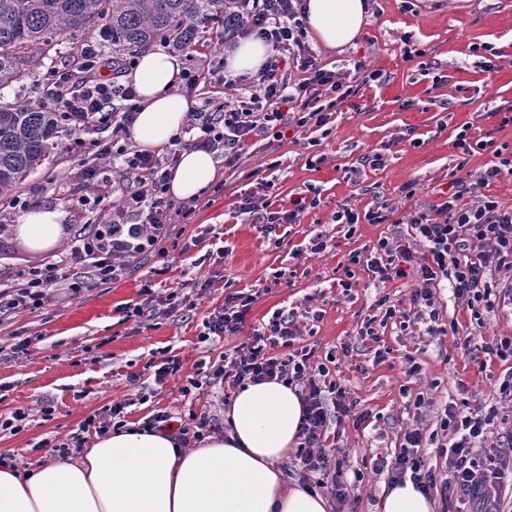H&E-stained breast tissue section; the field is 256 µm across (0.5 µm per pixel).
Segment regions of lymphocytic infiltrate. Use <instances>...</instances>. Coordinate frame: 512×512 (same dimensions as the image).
<instances>
[{
    "instance_id": "obj_1",
    "label": "lymphocytic infiltrate",
    "mask_w": 512,
    "mask_h": 512,
    "mask_svg": "<svg viewBox=\"0 0 512 512\" xmlns=\"http://www.w3.org/2000/svg\"><path fill=\"white\" fill-rule=\"evenodd\" d=\"M304 0H224V20L216 34L224 47L255 38L269 49L260 72L250 78L232 75L224 59L202 44L194 66L183 69L185 92L219 85L222 95L203 98L188 114L182 133L169 145L143 150L133 144L129 128L139 108L133 83L109 84L99 74L97 52L86 55L80 83L53 72L47 79L41 107L61 113L66 126L80 130L78 138L61 144L63 155H78L69 182L87 191L85 202L98 221L84 224L71 240L66 255L21 272L16 283L0 291V307L40 308L54 290L67 289L77 297L84 289L120 280L133 262L155 251L169 238L173 214L189 215L190 207L169 201L168 170L176 165L182 147L206 148L225 168H237L243 154L257 142L280 137L285 128L331 124L346 100L359 88L349 72L326 69L313 51L305 25ZM254 190L240 198L239 212L251 214L261 233L296 224L309 203L293 200L291 208H273L268 196L274 183L262 170L249 172ZM465 184H458L433 213L409 216L406 234L379 238L376 244L352 251L339 285L351 290L356 267L384 283L412 277L410 308L403 311L379 299L382 321L401 320L403 326L425 324L430 336L455 335L456 347L467 364L485 371L488 356L512 361V336H496L478 343L475 329L485 327L496 305L512 301V280H495V273L512 270V208L488 197L465 201ZM449 284L454 299L470 313L469 330L440 318L438 290ZM254 294L230 290L224 302L203 322L201 340L247 334L248 339L223 354L205 380L190 379L182 394L203 385L223 383L237 390L246 384L278 380L299 387L303 405L296 458L302 478L316 487L330 485L339 504L349 493L342 469H331L329 444L332 424L352 420L361 425L366 413L357 409L342 382L327 364H313V349L301 346L303 330L294 311H273L267 323L246 327ZM211 423L207 415L189 414L174 421L160 410L146 419L144 429L168 432L178 445L201 438ZM499 412L470 399L445 404L439 430L445 445L439 453L448 461L447 476H438L425 457L428 441L417 425H410L398 452L374 460L375 473L389 483L412 481L424 495L443 501L472 504L473 512H503L501 492L512 484V436L499 431Z\"/></svg>"
}]
</instances>
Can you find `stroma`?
I'll list each match as a JSON object with an SVG mask.
<instances>
[{
    "label": "stroma",
    "instance_id": "35a3bbf8",
    "mask_svg": "<svg viewBox=\"0 0 512 512\" xmlns=\"http://www.w3.org/2000/svg\"><path fill=\"white\" fill-rule=\"evenodd\" d=\"M370 2L373 16L360 39L344 52L322 48L318 55L328 69L350 71L360 62L365 71L380 72L381 80L363 85L328 130L289 131L273 148L248 151L238 168L218 169L220 190L200 196L194 213L177 219L163 243L169 262L166 274H155L156 262L148 259L121 280L80 297L60 290L36 311L0 312V416L21 410L32 420L21 432L0 431L1 456L11 458L18 469L31 470L50 458L34 449L42 439L60 441L81 433L86 446H93L96 433L81 430L85 418L125 398L135 401L127 419L136 424L162 408L178 416L205 412L223 419L220 387L206 386L186 396L179 389L240 342L236 336L205 343L198 339L203 320L224 302L225 283L259 290L247 316L251 325L266 322L280 307L320 311V319L311 324L312 334L304 338L318 363L327 354H340L344 343L357 342L376 299L407 300L412 287L407 278L376 286L363 273L358 286L344 292L338 284V265L351 251L394 237L397 221L409 213L435 211L447 200L452 189L448 171L459 161L458 135L473 143L490 137L512 149V124L502 122L503 110L512 108V0H464L456 10L449 8L448 0ZM90 43L100 50L103 79L112 80V48L95 30L78 33L75 43L55 47L44 68L65 70L81 79V48ZM487 45L496 52L491 71L483 66ZM409 48L414 57H406ZM44 68L22 67L19 79L0 90V101L38 99ZM380 147L386 150L384 167H361V157ZM74 163V158L52 154L25 186L31 205L55 206L65 214L67 236L48 252L51 260L67 251L70 233L96 219L83 204V189L66 181ZM264 168L281 199L297 198L312 187L319 191L317 206L307 209L300 223L284 226L281 246L236 208L238 196L248 188L246 174ZM409 183L415 186L410 198L404 193ZM345 205L361 213L388 206L389 221L358 224L354 235L345 236L333 220ZM205 229L211 230V237L189 247L190 238ZM316 230L333 235L332 250L293 257V248L306 243ZM222 246L228 255L217 265L218 277L183 318L124 321V307L142 303L145 282H152L161 295L178 289L195 276L196 261ZM277 271L283 278L275 286L271 280ZM380 336L384 361L363 374L342 371L352 396L371 413L368 424L346 426L337 441L348 470L364 473L356 491L357 512H378L387 483L385 477L369 473L371 459L400 447L412 421H419L426 432L435 431L438 410L458 397L460 388L487 405L512 409V398L498 391L511 364L495 358L481 374L461 360L449 365L453 336L434 339L416 326L403 331L391 323ZM25 338L32 341L28 352L15 353V345ZM166 349L180 358L182 368L159 385L148 363ZM414 350L421 353L422 369L408 377L400 358ZM130 371L140 373L138 385L126 381ZM420 395L425 402L418 407L414 401ZM49 404L55 412L46 421L41 409Z\"/></svg>",
    "mask_w": 512,
    "mask_h": 512
}]
</instances>
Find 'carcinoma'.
Listing matches in <instances>:
<instances>
[{"instance_id": "1", "label": "carcinoma", "mask_w": 512, "mask_h": 512, "mask_svg": "<svg viewBox=\"0 0 512 512\" xmlns=\"http://www.w3.org/2000/svg\"><path fill=\"white\" fill-rule=\"evenodd\" d=\"M224 19V0H0V89L39 64L54 45L100 29L118 52L157 41L193 43L196 24ZM61 117L32 106H0V195L22 188L59 146Z\"/></svg>"}]
</instances>
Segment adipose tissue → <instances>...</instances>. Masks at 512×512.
Listing matches in <instances>:
<instances>
[{
    "instance_id": "adipose-tissue-1",
    "label": "adipose tissue",
    "mask_w": 512,
    "mask_h": 512,
    "mask_svg": "<svg viewBox=\"0 0 512 512\" xmlns=\"http://www.w3.org/2000/svg\"><path fill=\"white\" fill-rule=\"evenodd\" d=\"M369 0H306V26L320 45L343 50L362 35ZM182 63L163 50L141 54L131 79L142 105L130 137L144 149L169 143L187 120L179 93ZM211 152L183 151L170 169L169 192L179 199L214 184ZM62 211L35 206L14 233L38 256L64 233ZM303 407L294 388L277 380L239 389L224 416V434L204 436L184 449L162 432L136 425L110 431L83 457L18 471L0 467V512H329L326 498L287 483L278 464L299 444ZM379 512H435V503L411 481L383 487Z\"/></svg>"
}]
</instances>
